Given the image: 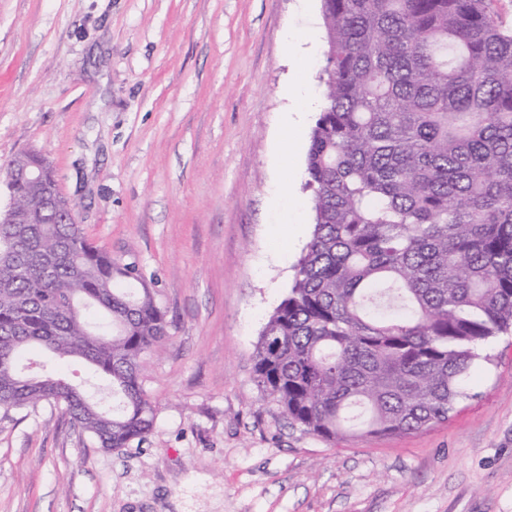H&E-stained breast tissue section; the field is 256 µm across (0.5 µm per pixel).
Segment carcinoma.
<instances>
[{"instance_id": "cac0c4a2", "label": "carcinoma", "mask_w": 512, "mask_h": 512, "mask_svg": "<svg viewBox=\"0 0 512 512\" xmlns=\"http://www.w3.org/2000/svg\"><path fill=\"white\" fill-rule=\"evenodd\" d=\"M497 0H321L323 106L306 189L314 228L270 315L254 378L289 423L326 442L448 420L471 364L512 332V26ZM41 172L0 223V409L61 407L100 448L145 442L143 356L168 332L140 270L42 206ZM85 361L105 406L45 365Z\"/></svg>"}]
</instances>
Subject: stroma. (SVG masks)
I'll return each instance as SVG.
<instances>
[{"label": "stroma", "mask_w": 512, "mask_h": 512, "mask_svg": "<svg viewBox=\"0 0 512 512\" xmlns=\"http://www.w3.org/2000/svg\"><path fill=\"white\" fill-rule=\"evenodd\" d=\"M311 46L317 96L321 0H0V169L47 157L168 321L140 363L146 442L106 451L61 408L0 411V512H512V335L448 421L399 436L324 441L254 382L313 229L316 116L281 130Z\"/></svg>", "instance_id": "35a3bbf8"}]
</instances>
